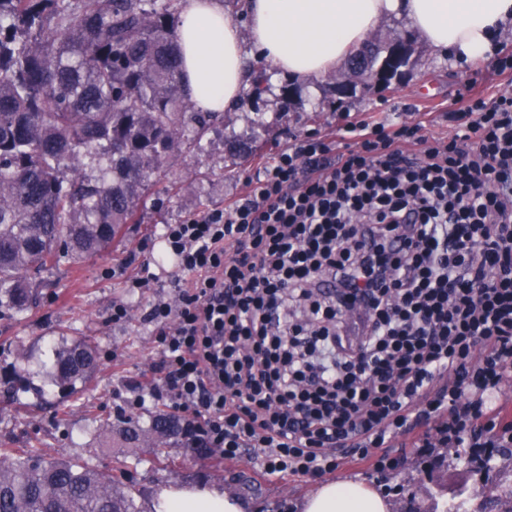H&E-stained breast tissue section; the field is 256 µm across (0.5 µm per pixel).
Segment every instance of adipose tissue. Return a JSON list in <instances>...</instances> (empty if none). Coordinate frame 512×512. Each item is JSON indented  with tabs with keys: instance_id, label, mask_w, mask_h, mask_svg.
<instances>
[{
	"instance_id": "obj_1",
	"label": "adipose tissue",
	"mask_w": 512,
	"mask_h": 512,
	"mask_svg": "<svg viewBox=\"0 0 512 512\" xmlns=\"http://www.w3.org/2000/svg\"><path fill=\"white\" fill-rule=\"evenodd\" d=\"M388 15L406 18L438 54L486 57L512 26V0H245L237 23L219 0H185L178 24L182 79L202 110L233 109L246 85L245 49L300 82L338 69ZM149 512H246L240 497L216 487L167 485ZM299 512H391L383 493L362 480L325 479Z\"/></svg>"
}]
</instances>
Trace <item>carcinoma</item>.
<instances>
[{"label": "carcinoma", "instance_id": "obj_1", "mask_svg": "<svg viewBox=\"0 0 512 512\" xmlns=\"http://www.w3.org/2000/svg\"><path fill=\"white\" fill-rule=\"evenodd\" d=\"M182 0H0V312L39 305L42 274L88 260L133 224L170 158L201 147L221 120L181 84ZM246 96L267 91L262 62ZM96 347L64 342L52 382L76 395L95 376ZM179 422L158 410L124 439L166 444ZM105 476L78 458L0 448V512H140L129 462Z\"/></svg>", "mask_w": 512, "mask_h": 512}]
</instances>
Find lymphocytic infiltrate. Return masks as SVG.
Returning <instances> with one entry per match:
<instances>
[{
  "mask_svg": "<svg viewBox=\"0 0 512 512\" xmlns=\"http://www.w3.org/2000/svg\"><path fill=\"white\" fill-rule=\"evenodd\" d=\"M423 125L342 127L282 149L223 208L164 227L187 277L156 300L160 377L200 445L261 451L267 474L314 478L347 455L512 447V96Z\"/></svg>",
  "mask_w": 512,
  "mask_h": 512,
  "instance_id": "f902f5d3",
  "label": "lymphocytic infiltrate"
}]
</instances>
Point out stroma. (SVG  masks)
Listing matches in <instances>:
<instances>
[{"instance_id": "obj_1", "label": "stroma", "mask_w": 512, "mask_h": 512, "mask_svg": "<svg viewBox=\"0 0 512 512\" xmlns=\"http://www.w3.org/2000/svg\"><path fill=\"white\" fill-rule=\"evenodd\" d=\"M267 76L268 92L257 101L242 99L224 124L205 136L204 151L170 160L161 176L162 184L177 188L170 203L155 207L156 188L146 190L139 223L125 225L121 238L98 256L81 263L64 260L45 273L39 309L0 318V448H39L54 457L83 458L107 475L114 459L127 455L137 462L132 476L143 497L169 484L203 483L236 492L247 502V512H298L314 479L261 473L259 450L227 460L196 456L183 437L168 445L129 444L122 437L127 423L147 426L158 409L150 402L133 414L126 411L125 398L159 359L147 312L156 299H174L183 280L166 259L163 229L243 195L247 178L295 136L331 141L347 123L407 121L452 137L455 127L447 114L459 108L466 83L488 100L512 91V71L500 72L489 60L443 57L420 41L408 74L389 93L359 88L340 98L324 78L307 87L272 68ZM315 112L320 115L316 123L310 120ZM254 142L260 151L235 163L234 151ZM146 267L156 282L131 292L130 280ZM116 302L129 307L127 320L119 324L111 318ZM83 336L97 346L99 371L81 393L65 398L44 364L64 340ZM19 380L44 388L49 406H35L30 393L16 388ZM396 454L400 466L384 474L355 463L339 466L336 473L376 484L391 500L393 512L407 503L415 512H503L497 487L512 483V460L496 456L495 469L480 477L461 458L446 465L439 454L423 456L415 448H400Z\"/></svg>"}]
</instances>
